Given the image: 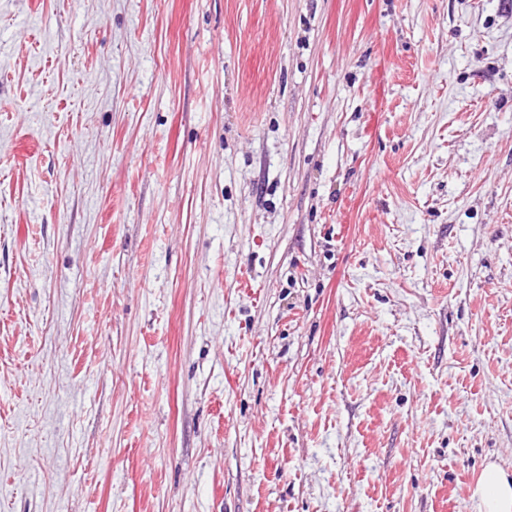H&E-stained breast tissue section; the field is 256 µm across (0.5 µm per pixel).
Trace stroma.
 Wrapping results in <instances>:
<instances>
[{
	"label": "stroma",
	"instance_id": "stroma-1",
	"mask_svg": "<svg viewBox=\"0 0 512 512\" xmlns=\"http://www.w3.org/2000/svg\"><path fill=\"white\" fill-rule=\"evenodd\" d=\"M512 471V0H0V512H474ZM471 499L476 512H512V479L499 465L491 463L483 470Z\"/></svg>",
	"mask_w": 512,
	"mask_h": 512
}]
</instances>
